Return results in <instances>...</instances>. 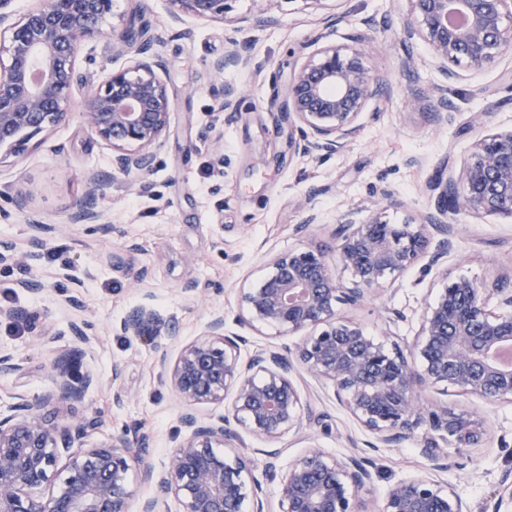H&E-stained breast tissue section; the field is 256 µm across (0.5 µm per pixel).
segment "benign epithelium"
Instances as JSON below:
<instances>
[{"label": "benign epithelium", "mask_w": 512, "mask_h": 512, "mask_svg": "<svg viewBox=\"0 0 512 512\" xmlns=\"http://www.w3.org/2000/svg\"><path fill=\"white\" fill-rule=\"evenodd\" d=\"M120 29L103 30L112 0H34L23 14L12 0H0V147L21 153L38 135L80 115L89 133L112 151V174L140 190L150 187L156 152L170 128L175 104L161 77L165 71L150 41L133 31L134 17ZM227 0H169L179 20L224 21ZM410 10L401 33L405 45L420 39L448 79L456 68L480 71L512 46V0H407ZM337 17L311 41L309 59L293 66L287 84L288 112L298 138L295 150L309 156L332 155L347 147L360 129V117L380 103L390 80L373 75L363 52L336 46ZM376 21L350 35L359 45L377 41ZM102 53L128 56V64L97 78L79 66L82 44ZM251 63L244 47L230 37L224 55L209 66L212 80ZM84 89L79 106L72 91ZM236 85H221L219 109L233 113L245 101ZM493 112H475L478 130L460 173L448 171L429 183L434 207L392 224L384 208H400L394 190L379 185L363 206L336 219V249L352 286L336 276L322 250L278 255L256 283L240 289V325L272 327L301 337L288 353L263 351L243 359L238 334L225 330L224 314L212 311L203 337L181 347L170 363L157 361L173 395L183 404L185 435L163 469L146 460L147 436L124 427L108 441L93 438L101 416L78 418L68 406L84 401L94 383L81 371L86 350L95 342L84 321L71 324L79 346L56 353L43 365L48 387L32 400L0 402V512H159L168 498L181 512H266L263 482L278 481V512H360L359 494L373 482L364 460L337 458L309 447L279 473L271 459L234 448L239 430L274 442L303 421L305 404L290 372L300 364L312 377L333 385L337 400L382 443L400 441L428 426L421 453L432 469L446 467L437 440L461 451L486 435L477 413L427 410L419 399L426 387H452L487 404L512 401V362L494 359L512 348V289L489 286L464 276L449 277L434 300L425 304L419 332L409 351L389 349L344 316L341 307L363 301L387 282L427 260L429 272L448 254V214L512 218V129L492 132ZM108 182L94 174L82 198L64 221L43 224L28 215L27 194L6 197L0 218L29 224L38 239L63 236L79 224L108 229L99 200ZM441 240L430 249L434 235ZM29 265L28 256L0 243V267ZM116 329L125 336L174 341V322L149 303L131 308ZM227 411L211 422L199 420L198 406ZM154 487V495L134 500L133 477ZM378 512H469L451 489L429 477L401 480L388 489Z\"/></svg>", "instance_id": "1"}]
</instances>
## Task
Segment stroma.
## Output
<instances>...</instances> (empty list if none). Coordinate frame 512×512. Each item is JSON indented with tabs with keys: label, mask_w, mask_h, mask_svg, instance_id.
<instances>
[{
	"label": "stroma",
	"mask_w": 512,
	"mask_h": 512,
	"mask_svg": "<svg viewBox=\"0 0 512 512\" xmlns=\"http://www.w3.org/2000/svg\"><path fill=\"white\" fill-rule=\"evenodd\" d=\"M223 22L193 18L174 21L168 0H148L143 12L153 48L162 56L163 79L175 110L157 165L152 189L137 193L123 179L113 178L110 152L86 132L80 119L55 127L41 136V144L24 153L0 157V198L22 189L28 211L52 224L62 221L95 173L112 182L101 207L111 220L109 230L78 227L58 240H39L21 221L0 220V242L31 255L32 265L45 276L46 290L28 292L18 280L26 270L0 269V307L23 311V321L0 320V351L12 354L23 366L19 373L0 372V396L33 397L46 387L41 366L44 355L30 344L35 336L53 338L58 349L71 348L73 321L91 324L97 341L83 358L100 383L91 389L78 414L96 413L111 429L142 428L149 438V460L167 463L179 441L181 405L153 361L148 342L113 333L128 309L150 298L172 316L182 341L199 338L211 308L224 310L228 332L241 331L235 321L238 290L261 278L270 259L317 244L342 281L350 275L334 249L331 232L337 215L366 201L375 185L389 183L404 206L386 217L398 224L433 206L427 183L440 166L460 170L476 133L467 122L471 113L489 108L493 128L512 129V49L482 72H462L449 82L435 66L423 41L403 45L400 33L406 20V0H229ZM273 13L275 23L264 21ZM346 14L336 44L351 51L349 23L372 18L384 27L387 41L365 51L371 73L392 82L377 115H363L359 136L346 151L321 159L299 156L290 142L286 86L294 63L309 57V42L332 14ZM243 43L252 65L228 71L226 82L247 93L233 114L219 111L208 70L223 56L228 36ZM411 55L409 75L398 72V59ZM443 90L448 121L439 124L424 110L405 101V86ZM223 135L224 150L215 153L206 137L208 128ZM311 200L322 223L296 233L302 213L299 204ZM444 259L449 272L481 282L512 283V219L503 216H459ZM146 271L136 281L137 271ZM194 294H185L188 283ZM442 287L437 272L411 270L345 313L367 335L388 343H412L427 301ZM394 322H386L387 313ZM244 332V331H241ZM243 354L283 350L291 345L276 329L244 332ZM120 369L130 395L124 405L113 402L112 371ZM292 377L312 412L301 429L279 439V469H287L308 446L328 453L367 458L375 472L367 500L381 503L387 489L403 479L427 472L429 461L417 438L378 444L337 401L331 386L294 368ZM428 405L456 412L485 414L489 434L476 447L449 451L448 467L440 481L454 490L471 512H495L496 503L512 492V401L493 405L455 390L428 389Z\"/></svg>",
	"instance_id": "35a3bbf8"
}]
</instances>
